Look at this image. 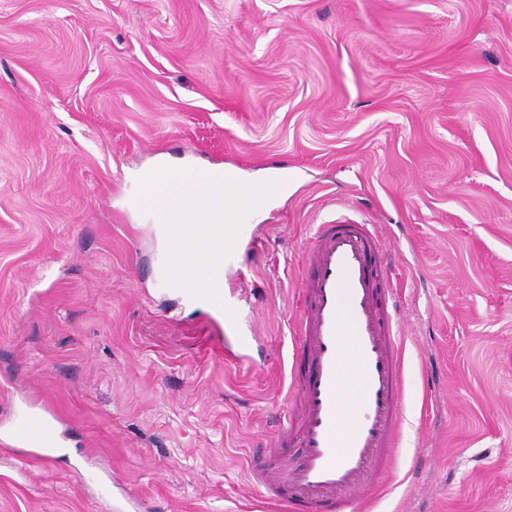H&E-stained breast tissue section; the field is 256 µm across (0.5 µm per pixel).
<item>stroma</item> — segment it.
Returning <instances> with one entry per match:
<instances>
[{"instance_id":"35a3bbf8","label":"stroma","mask_w":512,"mask_h":512,"mask_svg":"<svg viewBox=\"0 0 512 512\" xmlns=\"http://www.w3.org/2000/svg\"><path fill=\"white\" fill-rule=\"evenodd\" d=\"M169 157L294 171L222 304L161 280L139 181ZM342 215L396 246L403 289L373 512H512V0H0V421L33 401L69 449L0 448V512H285L250 468L301 253Z\"/></svg>"}]
</instances>
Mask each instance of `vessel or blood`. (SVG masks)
Listing matches in <instances>:
<instances>
[{"mask_svg": "<svg viewBox=\"0 0 512 512\" xmlns=\"http://www.w3.org/2000/svg\"><path fill=\"white\" fill-rule=\"evenodd\" d=\"M299 303L290 332L304 367L291 371L280 426L250 471L273 500L303 501L312 512H362L354 493L377 491L395 465L405 418V338L396 319L389 248L377 225L347 218L318 225L302 256ZM354 353L355 414L343 413L337 381ZM54 424L24 406L0 432V446L46 457L59 447ZM301 451L298 462L290 449Z\"/></svg>", "mask_w": 512, "mask_h": 512, "instance_id": "vessel-or-blood-1", "label": "vessel or blood"}]
</instances>
